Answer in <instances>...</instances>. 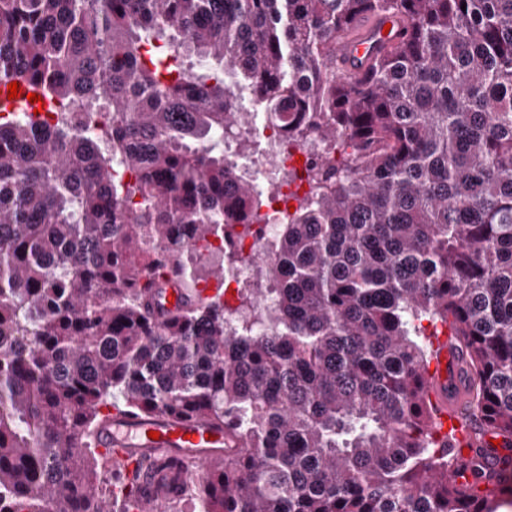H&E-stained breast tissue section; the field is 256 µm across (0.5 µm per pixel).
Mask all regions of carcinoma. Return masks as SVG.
Here are the masks:
<instances>
[{
	"instance_id": "cac0c4a2",
	"label": "carcinoma",
	"mask_w": 512,
	"mask_h": 512,
	"mask_svg": "<svg viewBox=\"0 0 512 512\" xmlns=\"http://www.w3.org/2000/svg\"><path fill=\"white\" fill-rule=\"evenodd\" d=\"M466 9H461V6ZM408 39L360 80L329 47L363 14ZM0 512H112L101 410L224 427L198 512H496L448 485L478 425L512 436V0H0ZM251 92L342 167L307 171L241 315L153 317L158 272L247 234L262 201L224 136ZM449 331L474 394L434 436ZM8 86H2L0 85V106L2 108H5L7 111L14 109L19 104H24L30 109V112H34V109H39V104L44 105V109L41 112H45V110L48 107V101L42 96V93L37 88H29L24 85H20V89H22V94H20V97L11 98V100H8ZM28 93H36L37 95H40L41 101H36V103H30L27 98Z\"/></svg>"
}]
</instances>
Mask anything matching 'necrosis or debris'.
<instances>
[{
	"instance_id": "obj_1",
	"label": "necrosis or debris",
	"mask_w": 512,
	"mask_h": 512,
	"mask_svg": "<svg viewBox=\"0 0 512 512\" xmlns=\"http://www.w3.org/2000/svg\"><path fill=\"white\" fill-rule=\"evenodd\" d=\"M242 122L245 126L243 147H250L255 141L263 147L261 154L252 156L248 172L263 188L264 208L250 233L239 237L235 245H227L220 238L212 237L204 246L214 258L234 253L242 259L233 274L225 279L230 292L228 301L234 307L239 304L236 290L248 287L256 280L264 258L270 254L269 244L276 235L281 206L308 193L306 164L324 151L317 137H309L303 143L289 139L288 128L281 122L249 112L243 114Z\"/></svg>"
}]
</instances>
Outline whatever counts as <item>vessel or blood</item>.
<instances>
[{"label": "vessel or blood", "mask_w": 512, "mask_h": 512, "mask_svg": "<svg viewBox=\"0 0 512 512\" xmlns=\"http://www.w3.org/2000/svg\"><path fill=\"white\" fill-rule=\"evenodd\" d=\"M408 35V24L394 12H384L354 21L350 32L333 41L330 58L339 74L362 78L389 50ZM189 292L174 282L155 289L148 304L156 316L183 307ZM439 354L428 368V398L439 407L438 435L453 427V414L465 407L471 388L463 359L447 336L438 339ZM158 439H151V432ZM98 454L120 465L131 479L135 501L144 512H164L168 502L188 484L191 468L206 469L224 456L230 442L221 427L197 419H176L158 413L139 415L111 412L95 432ZM512 474V448L494 445L492 437L473 443L461 454L456 468L449 470L452 483H475L494 488Z\"/></svg>", "instance_id": "obj_1"}]
</instances>
